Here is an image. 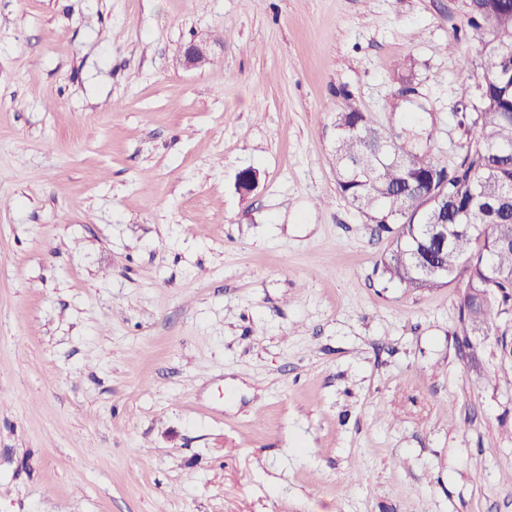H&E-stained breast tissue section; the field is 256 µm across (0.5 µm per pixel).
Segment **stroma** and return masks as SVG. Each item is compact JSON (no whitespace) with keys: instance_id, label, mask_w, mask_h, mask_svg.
Here are the masks:
<instances>
[{"instance_id":"35a3bbf8","label":"stroma","mask_w":512,"mask_h":512,"mask_svg":"<svg viewBox=\"0 0 512 512\" xmlns=\"http://www.w3.org/2000/svg\"><path fill=\"white\" fill-rule=\"evenodd\" d=\"M468 17L0 0V512H512V356L388 281L333 160L351 103L462 161ZM208 55L209 51L204 41L191 39L182 45L179 60L186 69H196L201 68Z\"/></svg>"}]
</instances>
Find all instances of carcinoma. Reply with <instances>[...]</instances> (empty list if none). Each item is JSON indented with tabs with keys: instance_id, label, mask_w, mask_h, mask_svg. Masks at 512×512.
I'll use <instances>...</instances> for the list:
<instances>
[{
	"instance_id": "1",
	"label": "carcinoma",
	"mask_w": 512,
	"mask_h": 512,
	"mask_svg": "<svg viewBox=\"0 0 512 512\" xmlns=\"http://www.w3.org/2000/svg\"><path fill=\"white\" fill-rule=\"evenodd\" d=\"M468 25L483 31L481 72L498 69L512 51V15L500 0H470ZM472 138L460 164L440 165L416 118L405 143H391L365 112L336 115V182L339 193L379 229L396 231L382 260L391 281L433 289L459 284L461 343L499 329L512 314V84H488L474 106ZM448 225V243L431 239ZM447 266L445 275L424 273L422 262Z\"/></svg>"
}]
</instances>
